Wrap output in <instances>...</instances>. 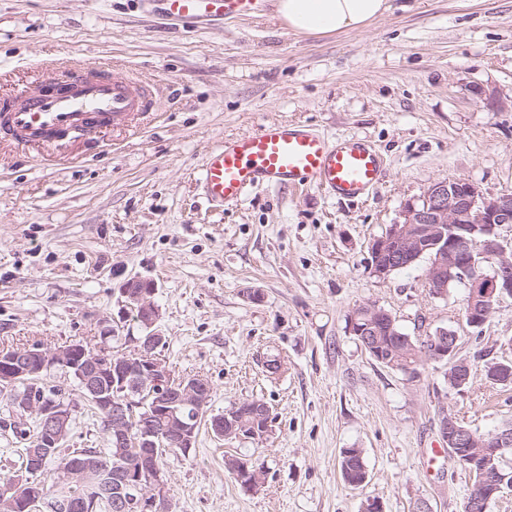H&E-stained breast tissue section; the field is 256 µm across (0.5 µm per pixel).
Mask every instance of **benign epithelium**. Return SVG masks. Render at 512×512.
<instances>
[{"label": "benign epithelium", "instance_id": "benign-epithelium-1", "mask_svg": "<svg viewBox=\"0 0 512 512\" xmlns=\"http://www.w3.org/2000/svg\"><path fill=\"white\" fill-rule=\"evenodd\" d=\"M512 224V191L494 195L485 194L477 185L466 180L437 179L427 188L421 200L405 206L402 221L392 224L386 232L373 240L370 253L372 274L380 279L392 272L410 266L425 251L432 250L426 279L431 294L444 296L450 283L461 281L470 290L467 298V323L482 327L494 306L505 296L512 297V245L502 236L500 228ZM155 289L143 278H132L121 288V305L125 311L136 313L149 333L133 339L131 352L106 349L89 352L83 343L76 342L57 353L0 350V377L15 379L50 367L52 359L69 362L77 370L83 387L97 394V402L107 414L113 442L122 447L129 435V414L133 407L142 409L141 431L138 435L142 452L137 473L116 478L114 489L107 492L115 512H169L161 472L154 468L157 447L154 421L162 416L168 420L163 436L170 448L188 450L195 445L197 421L205 412L211 396V385L186 379L180 391H166L172 378L165 361L156 354L162 336L155 330L159 317L153 303ZM395 324L391 312L368 302L352 311L348 318L349 333L357 337L360 347L381 363L389 357L374 341L377 324ZM459 336L451 329L438 327L420 337L419 344L425 360L445 362L448 381L460 389L468 382L471 365L458 357ZM112 375L114 394L100 391L98 377ZM14 406L23 414L35 409L42 416L38 443L40 450L29 456L28 472L37 475L46 462L56 454L60 443V424L72 416V407H35L34 403L15 397ZM213 430L219 438H236L261 443L272 432L269 406L253 399L236 403L213 418ZM442 443L458 449L457 463L469 475L480 468L482 483L472 489L467 512H489L491 504L506 486L493 465L495 455L512 448V432L496 429L485 437L475 432L454 415L445 416L440 423ZM239 482L246 491L256 489L262 482L263 468L239 462ZM151 472L148 480L142 473ZM13 493V508H30L40 503L54 512H75L77 506L68 499L49 501L33 492L9 489ZM42 508L34 512H42Z\"/></svg>", "mask_w": 512, "mask_h": 512}]
</instances>
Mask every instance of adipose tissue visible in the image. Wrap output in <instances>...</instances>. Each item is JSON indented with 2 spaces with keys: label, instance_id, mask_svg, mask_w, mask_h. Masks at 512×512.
<instances>
[{
  "label": "adipose tissue",
  "instance_id": "obj_1",
  "mask_svg": "<svg viewBox=\"0 0 512 512\" xmlns=\"http://www.w3.org/2000/svg\"><path fill=\"white\" fill-rule=\"evenodd\" d=\"M276 13L289 29L331 35L367 29L389 8L387 0H276Z\"/></svg>",
  "mask_w": 512,
  "mask_h": 512
}]
</instances>
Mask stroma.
<instances>
[{
    "mask_svg": "<svg viewBox=\"0 0 512 512\" xmlns=\"http://www.w3.org/2000/svg\"><path fill=\"white\" fill-rule=\"evenodd\" d=\"M368 29L305 36L264 0L247 18L183 21L161 0H0V96L39 91L51 72L95 65L152 84L158 113L75 139L67 160L0 141V347L65 346L112 332L128 350L142 330L122 312L130 278L153 282L161 357L212 387L208 411L264 401L266 441L216 440L201 427L189 453L168 452L171 512H462L472 480L443 450V414L487 433L512 421L503 359L512 298L474 336L467 290L434 296L427 261L380 279L370 245L437 179L512 190V0H389ZM357 136L387 161L376 193L348 203L315 189L258 188L235 205L206 203L207 154L264 123ZM374 302L411 336L457 331L471 376L450 386L444 363L416 375L386 368L347 327ZM279 357L282 370H266ZM362 451L367 479L348 485L341 452ZM266 468L253 491L229 455Z\"/></svg>",
    "mask_w": 512,
    "mask_h": 512,
    "instance_id": "stroma-1",
    "label": "stroma"
}]
</instances>
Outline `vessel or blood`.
Listing matches in <instances>:
<instances>
[{
	"label": "vessel or blood",
	"instance_id": "b4317fda",
	"mask_svg": "<svg viewBox=\"0 0 512 512\" xmlns=\"http://www.w3.org/2000/svg\"><path fill=\"white\" fill-rule=\"evenodd\" d=\"M168 14L194 19L206 0H165ZM148 88L125 73L96 76L78 70L31 96L0 97V139L28 149L62 150L73 135L97 142L131 113L151 112ZM386 163L371 142L328 137L304 125L267 123L210 152L199 177L207 202L235 205L258 187L316 188L346 202L366 200L382 183Z\"/></svg>",
	"mask_w": 512,
	"mask_h": 512
}]
</instances>
